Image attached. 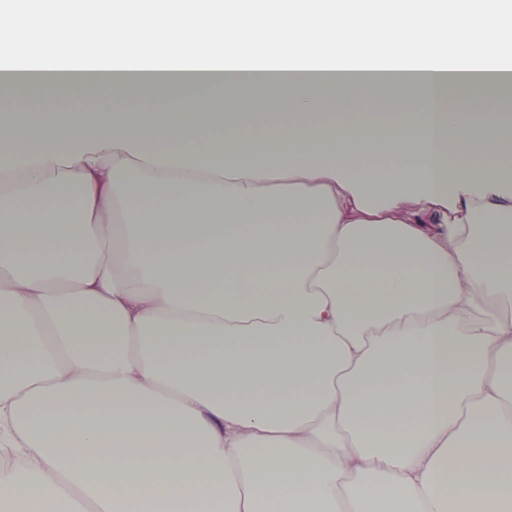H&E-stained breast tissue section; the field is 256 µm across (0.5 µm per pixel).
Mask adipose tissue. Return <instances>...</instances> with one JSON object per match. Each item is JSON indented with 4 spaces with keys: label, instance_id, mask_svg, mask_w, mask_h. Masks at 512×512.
Wrapping results in <instances>:
<instances>
[{
    "label": "adipose tissue",
    "instance_id": "1",
    "mask_svg": "<svg viewBox=\"0 0 512 512\" xmlns=\"http://www.w3.org/2000/svg\"><path fill=\"white\" fill-rule=\"evenodd\" d=\"M511 46L512 0L0 9V505L512 512Z\"/></svg>",
    "mask_w": 512,
    "mask_h": 512
}]
</instances>
